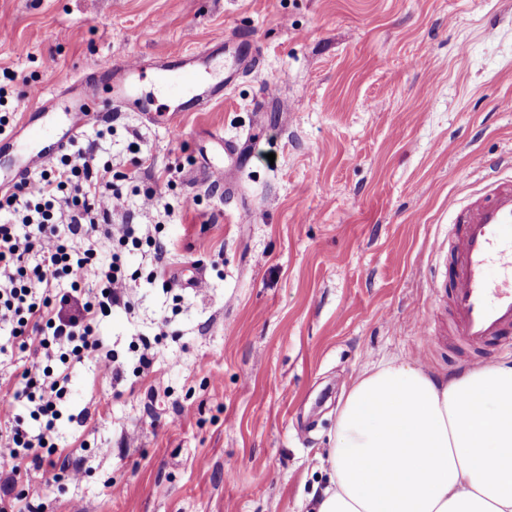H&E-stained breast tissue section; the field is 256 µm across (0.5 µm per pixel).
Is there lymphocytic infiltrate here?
<instances>
[{
    "label": "lymphocytic infiltrate",
    "mask_w": 512,
    "mask_h": 512,
    "mask_svg": "<svg viewBox=\"0 0 512 512\" xmlns=\"http://www.w3.org/2000/svg\"><path fill=\"white\" fill-rule=\"evenodd\" d=\"M97 141H74L40 172L0 193V325L9 327L26 361L14 400L0 404V458L14 469L55 466L54 423L69 393L71 362H94L114 372L110 350L95 324L113 308H131L139 275L128 272L127 247L148 246L160 258L164 242L126 210L123 182ZM110 240L109 261L97 259L99 239ZM70 278L69 289L59 288ZM93 286L82 289L85 279ZM28 414L20 416L16 403Z\"/></svg>",
    "instance_id": "1"
}]
</instances>
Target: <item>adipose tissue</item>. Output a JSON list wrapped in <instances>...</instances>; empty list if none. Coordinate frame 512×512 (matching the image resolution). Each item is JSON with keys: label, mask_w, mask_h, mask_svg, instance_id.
<instances>
[{"label": "adipose tissue", "mask_w": 512, "mask_h": 512, "mask_svg": "<svg viewBox=\"0 0 512 512\" xmlns=\"http://www.w3.org/2000/svg\"><path fill=\"white\" fill-rule=\"evenodd\" d=\"M311 512H512V360L445 378L391 361L339 401Z\"/></svg>", "instance_id": "adipose-tissue-1"}]
</instances>
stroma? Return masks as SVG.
Listing matches in <instances>:
<instances>
[{
    "label": "stroma",
    "instance_id": "35a3bbf8",
    "mask_svg": "<svg viewBox=\"0 0 512 512\" xmlns=\"http://www.w3.org/2000/svg\"><path fill=\"white\" fill-rule=\"evenodd\" d=\"M1 27L0 85L20 114L36 104L27 81L107 109L105 58L151 64L231 38L259 56L224 98L181 113V139L133 111L82 133L106 131L116 163L138 143L139 188L173 168L175 216L160 278L131 250L135 308L100 321L121 377L70 369L55 441L78 480L47 466L17 478L44 512H309L359 374L512 359L450 335L433 290L445 262L429 258L449 201L512 157V0H0ZM226 139L245 144L231 196L198 176ZM178 274L208 287L164 289Z\"/></svg>",
    "mask_w": 512,
    "mask_h": 512
}]
</instances>
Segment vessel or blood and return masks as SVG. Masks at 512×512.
<instances>
[{
    "instance_id": "b4317fda",
    "label": "vessel or blood",
    "mask_w": 512,
    "mask_h": 512,
    "mask_svg": "<svg viewBox=\"0 0 512 512\" xmlns=\"http://www.w3.org/2000/svg\"><path fill=\"white\" fill-rule=\"evenodd\" d=\"M224 53L230 63L219 79L209 73L206 53L190 56L174 48L165 55L155 79L174 92L178 111H202L255 65L257 54L245 42L225 41ZM99 68L112 81V111L133 107L153 112V99L138 94L146 77L141 61L115 64L106 59ZM102 117V111L82 96L67 98L58 115L37 106L16 134L0 138V187L52 161ZM450 217L454 233L433 248L434 255L448 256L449 274L434 286L449 293L457 335L471 344L488 345L512 335V179L492 176L466 208H451Z\"/></svg>"
}]
</instances>
